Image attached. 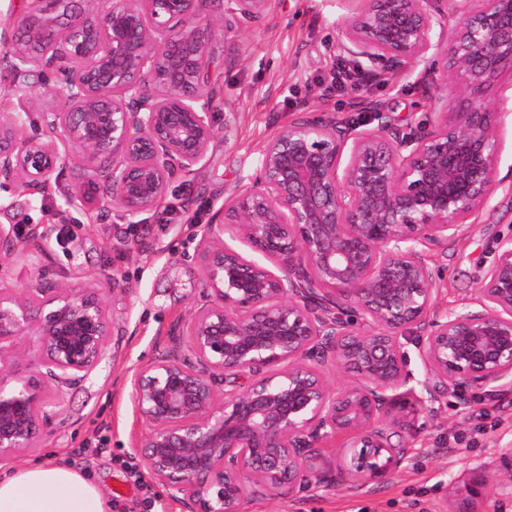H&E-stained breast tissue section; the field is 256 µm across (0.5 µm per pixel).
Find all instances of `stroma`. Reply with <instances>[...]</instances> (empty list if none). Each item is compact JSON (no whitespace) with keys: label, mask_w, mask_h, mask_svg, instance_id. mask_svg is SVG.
Masks as SVG:
<instances>
[{"label":"stroma","mask_w":512,"mask_h":512,"mask_svg":"<svg viewBox=\"0 0 512 512\" xmlns=\"http://www.w3.org/2000/svg\"><path fill=\"white\" fill-rule=\"evenodd\" d=\"M359 0H278L247 30L228 29L214 72L215 112L226 128L209 143L204 160L170 184L160 206L129 221L116 209L101 220L71 207L58 189L28 197L16 217L21 235L41 236L38 249L0 254V286L24 293L38 271L62 283L104 284L112 318L107 356L89 379L49 384L53 432L15 463H66L96 483L111 512H183L170 490L135 468L130 438L144 431L134 413L128 378L149 362L178 317L198 299L204 277L196 252L201 233L232 193L250 182L264 142L308 106L337 120L357 118L367 99L399 125L433 117L447 93L440 79L424 81L429 60L369 81L341 50L344 30ZM349 73L337 86V73ZM500 184L489 204L472 216L467 233L426 247L439 289L435 310L477 309L481 279L512 237V98L503 97ZM485 493L474 494L478 479ZM246 512H512V385L471 399L441 396L426 405L404 443L397 474L365 487L315 484L273 499L255 493Z\"/></svg>","instance_id":"stroma-1"}]
</instances>
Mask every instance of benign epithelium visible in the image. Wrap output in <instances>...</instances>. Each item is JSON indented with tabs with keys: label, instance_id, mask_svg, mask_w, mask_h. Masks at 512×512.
<instances>
[{
	"label": "benign epithelium",
	"instance_id": "benign-epithelium-1",
	"mask_svg": "<svg viewBox=\"0 0 512 512\" xmlns=\"http://www.w3.org/2000/svg\"><path fill=\"white\" fill-rule=\"evenodd\" d=\"M27 0L0 37V68L35 113L0 114V191L45 193L66 161L87 173L69 203L99 217L156 209L205 158L216 135L217 32L253 23L276 0ZM362 0L341 49L379 79L430 57L453 95L434 119L403 131L386 112L343 123L304 110L261 149L243 189L225 198L197 244L201 299L129 379L147 430L132 459L184 512H244L314 483L380 484L403 461L423 410L404 341L426 368L429 398L512 383V238L478 287L480 309L433 313L422 246L459 237L497 184L501 113L486 96L512 74V0ZM31 131H26V126ZM0 203V248L36 245ZM227 233L272 263L224 245ZM105 288L38 274L24 298L0 289V459L40 447L47 385L84 381L111 335ZM36 336V348L10 347ZM352 381L328 387L322 369ZM342 443L334 455L325 442Z\"/></svg>",
	"mask_w": 512,
	"mask_h": 512
}]
</instances>
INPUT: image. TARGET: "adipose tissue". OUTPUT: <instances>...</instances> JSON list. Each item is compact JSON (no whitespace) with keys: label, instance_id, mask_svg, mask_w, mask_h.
I'll return each instance as SVG.
<instances>
[{"label":"adipose tissue","instance_id":"1","mask_svg":"<svg viewBox=\"0 0 512 512\" xmlns=\"http://www.w3.org/2000/svg\"><path fill=\"white\" fill-rule=\"evenodd\" d=\"M100 488L79 471L47 461L0 478V512H107Z\"/></svg>","mask_w":512,"mask_h":512}]
</instances>
